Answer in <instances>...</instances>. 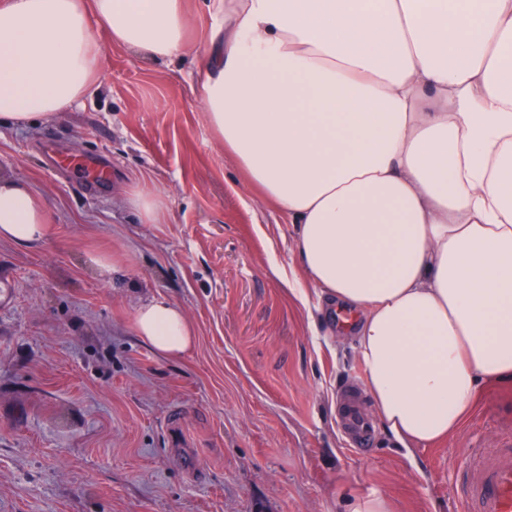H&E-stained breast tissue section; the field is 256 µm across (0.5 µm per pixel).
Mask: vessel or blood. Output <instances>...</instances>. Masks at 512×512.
<instances>
[{
    "label": "vessel or blood",
    "mask_w": 512,
    "mask_h": 512,
    "mask_svg": "<svg viewBox=\"0 0 512 512\" xmlns=\"http://www.w3.org/2000/svg\"><path fill=\"white\" fill-rule=\"evenodd\" d=\"M342 417L353 443L364 446L375 424L365 412L356 388H349ZM460 512H512V432L497 447L476 449L456 485Z\"/></svg>",
    "instance_id": "b4317fda"
}]
</instances>
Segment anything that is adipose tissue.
Returning <instances> with one entry per match:
<instances>
[{
  "instance_id": "ef3b65f1",
  "label": "adipose tissue",
  "mask_w": 512,
  "mask_h": 512,
  "mask_svg": "<svg viewBox=\"0 0 512 512\" xmlns=\"http://www.w3.org/2000/svg\"><path fill=\"white\" fill-rule=\"evenodd\" d=\"M209 0L208 119L296 226L320 299L347 313L364 385L406 450L442 442L480 389L512 384V0ZM182 0H0V124L99 89L102 29L151 59L185 48ZM48 210L0 175V237ZM137 336L177 359L195 332L167 299Z\"/></svg>"
}]
</instances>
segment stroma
Wrapping results in <instances>:
<instances>
[{
  "label": "stroma",
  "instance_id": "obj_1",
  "mask_svg": "<svg viewBox=\"0 0 512 512\" xmlns=\"http://www.w3.org/2000/svg\"><path fill=\"white\" fill-rule=\"evenodd\" d=\"M183 4L181 60L104 43L83 107L0 127V175L49 213L41 241L0 239V512H338L375 492L448 512L472 450L512 421V385L486 389L443 443L408 452L379 428L346 447L341 390L365 378L355 337L288 291H314L294 228L210 127L196 76L213 20L205 0ZM50 138L108 182L50 167ZM138 192L161 199V223L129 206ZM156 297L194 327L180 359L134 331Z\"/></svg>",
  "mask_w": 512,
  "mask_h": 512
}]
</instances>
